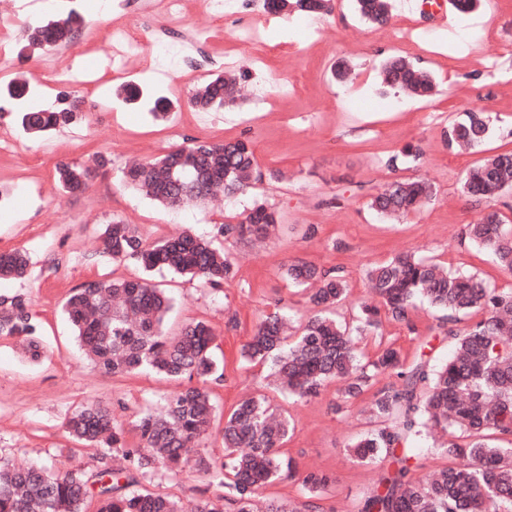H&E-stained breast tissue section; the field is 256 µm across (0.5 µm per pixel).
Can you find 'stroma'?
I'll list each match as a JSON object with an SVG mask.
<instances>
[{"mask_svg":"<svg viewBox=\"0 0 512 512\" xmlns=\"http://www.w3.org/2000/svg\"><path fill=\"white\" fill-rule=\"evenodd\" d=\"M204 2L190 0L189 22L204 32L225 66L242 74L245 92L223 111L202 112L189 97L203 77L181 72L161 81L139 62H130L128 80L175 104L168 121L156 122L144 109L114 100L115 81L107 75L86 88L46 84L51 54L29 61L17 57L23 27L70 4L50 0L49 7L34 9L28 0H14L17 15L7 33H0V88L20 73L29 82L30 96L0 101V135L8 140L0 150V184L16 191L11 206L0 212V252L26 250L32 273L24 281L0 279V297L26 295L38 324L41 355L31 359L18 338L0 337V456L60 472L98 470V450L77 442L65 429L72 412L89 404L111 409L133 445L137 438L129 426L135 416L181 389V382L149 371L98 372L63 312L65 301L84 283L145 276L173 301L165 319L168 332L197 321L214 329L212 356L224 377L208 384L216 417L209 436L187 450V466L173 470L155 463L136 491L166 493L185 504L223 496V486L191 464L202 456L222 457L225 415L243 398L262 395L291 420L293 429L280 454L292 460L296 471L295 477L284 475L264 487L262 497L303 501L299 475L319 471L332 478L313 496L321 512H358L379 468L390 465L386 459L361 465L347 453L378 427L369 412L371 393L345 402L340 384L330 382L315 397H290L270 384V364L244 360L241 348L265 314H289L297 327L310 318L303 290L285 275L297 259L335 271L347 282L336 317L350 326L356 325L359 305L368 297L366 270L400 251H417L449 270L478 274L494 288L512 287V274L467 238V225L483 209L462 192L469 168L487 156L512 152V0H488L474 16L448 26L408 7L405 0H397L390 22L381 26L366 24L352 0H333L331 12L323 16L296 13L285 20L267 18L253 0H245L236 19L218 26L210 22ZM79 3L87 27L77 61L94 68L106 64L111 54L114 17L108 0ZM254 23L267 26L279 43L258 66L232 38L235 28ZM302 24L319 28V36H298ZM401 28L427 38L412 55L438 83L427 101L402 92L383 94L376 87L380 65L398 51ZM341 58L353 67L344 82L331 74ZM288 84L295 91L287 95L283 88ZM259 94L268 102L262 112L254 109ZM65 97L82 103L84 115L77 124L41 138L18 126L15 114L28 104L48 107ZM475 108L492 117L489 139L472 151L449 147V123ZM194 138L250 141L262 180L235 198L177 210L159 206L124 183L127 163L155 160ZM409 149L418 152V159L406 157ZM100 154L109 156L110 163L85 191L56 188L58 162L90 165ZM398 178L428 179L437 196L419 213L390 221L369 209L368 201ZM256 198L279 211L278 230L260 249L248 242H226L235 278L221 289L165 270L147 274L134 261L112 260L103 250L100 230L106 222L135 225L149 242L178 231L208 236L218 225L242 220ZM389 345L406 361L423 358L434 368L453 349L440 313L426 306L414 311L410 323L385 318L359 339L367 361ZM409 446L415 477L428 478L455 463L429 434L412 437Z\"/></svg>","mask_w":512,"mask_h":512,"instance_id":"1","label":"stroma"}]
</instances>
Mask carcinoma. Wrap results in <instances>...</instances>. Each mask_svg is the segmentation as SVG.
<instances>
[{
    "mask_svg": "<svg viewBox=\"0 0 512 512\" xmlns=\"http://www.w3.org/2000/svg\"><path fill=\"white\" fill-rule=\"evenodd\" d=\"M355 9L372 25L387 23L391 15L390 0H355ZM84 27L85 20L76 11L28 24L18 55L40 56L71 41ZM380 77L385 87L419 98L430 97L435 88L433 76L402 54L385 61ZM236 84L234 74H213L192 94L190 103L203 110H220L230 97L228 88ZM115 95L129 104H144L155 121L167 120L174 108L164 96L145 100L135 84L118 86ZM17 121L34 137L77 123L64 102L52 109H25ZM490 132V117L472 110L448 127V147L477 148ZM256 167L254 152L245 140L194 139L151 162L128 165L124 177L159 205L179 209L208 198L215 190L227 197L246 193ZM91 174L87 166L59 163L54 180L62 190L73 192L86 187ZM511 188V152L483 159L467 172L462 185L469 201L485 205L482 221L468 225L470 240L489 250L508 273H512V225L504 223L488 203ZM435 195L428 181L400 180L372 196L368 206L382 218L399 219L419 211ZM279 222L276 210L256 201L244 221L220 225L209 239L184 231L148 243L134 225L120 220L102 225L101 239L104 251L115 261L132 259L147 272L167 268L220 289L233 279L234 265L219 238H265ZM29 266L23 250L0 252L1 278L23 279ZM286 275L296 284L317 285L307 296L313 316L297 336L287 334L279 313L264 316L243 346L245 359L272 360L273 376L298 399L317 396L332 380L344 383L346 396L356 397L379 375L396 377V383L378 390L371 401V414L381 427L352 448L361 462L390 457L396 467L381 471L359 512H512V448L485 441L490 431L512 434V288H491L476 274L447 270L415 253H399L368 270V286L378 304L361 308L352 331L334 316L346 293L343 280L305 260L290 263ZM420 297L442 313L447 324L461 314L477 316L459 334L448 329V337L454 340L448 361L431 373L422 361L406 364L400 352L389 346L376 360L361 363L352 333H366L382 313L409 320ZM170 309L165 291L145 278L92 281L66 300L63 310L78 344L101 372L116 375L150 369L186 379L189 385L166 396L160 411L141 413L133 424L135 446L128 444L125 428L109 409L91 405L74 411L66 421L67 432L101 450L103 467L97 471L60 473L45 465L18 467L0 457V512H86L89 499L96 500V512H223L209 498L185 505L168 495L129 490L157 459L180 465L184 449L207 436L215 414L207 388L218 371L211 354L215 334L207 324L193 322L179 334L168 335L163 325ZM0 336L22 337L30 357L40 355L37 324L23 295L0 298ZM422 428L459 430L468 438L464 444L450 441L443 447L459 463L426 481L415 478L408 457L398 454ZM290 431L288 417L266 398L247 399L224 419L223 457L213 462L201 458L197 467L224 485V499L235 512H315L310 500L300 509H289L260 498L264 485L283 469H292L278 455ZM330 482L324 473L301 477L307 492Z\"/></svg>",
    "mask_w": 512,
    "mask_h": 512,
    "instance_id": "carcinoma-1",
    "label": "carcinoma"
}]
</instances>
